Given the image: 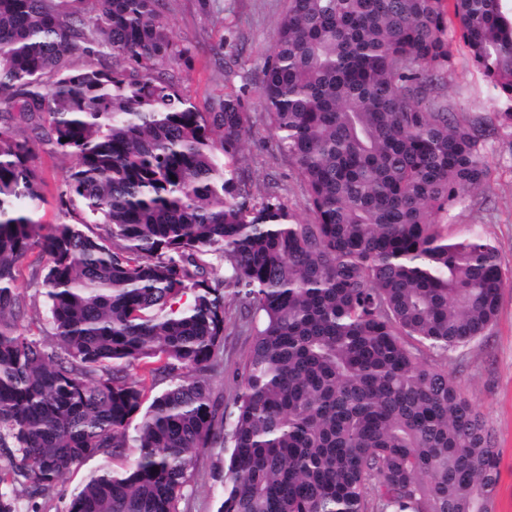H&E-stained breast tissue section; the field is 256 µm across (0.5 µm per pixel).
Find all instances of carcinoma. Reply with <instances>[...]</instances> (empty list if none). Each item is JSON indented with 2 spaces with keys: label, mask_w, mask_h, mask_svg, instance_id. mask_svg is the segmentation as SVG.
Listing matches in <instances>:
<instances>
[{
  "label": "carcinoma",
  "mask_w": 512,
  "mask_h": 512,
  "mask_svg": "<svg viewBox=\"0 0 512 512\" xmlns=\"http://www.w3.org/2000/svg\"><path fill=\"white\" fill-rule=\"evenodd\" d=\"M70 2L0 0V512L7 486L44 498L128 448L69 512H179L207 448L227 453L218 512H493L492 435L429 358L485 342L512 287L481 232L443 230L456 208L483 223L489 145L512 137L503 0H288L259 99L313 224L254 190L241 95L180 94L164 0ZM451 33L495 111L448 96ZM23 127L76 157L77 223L37 218ZM34 252L54 345L17 325ZM228 298L253 337L229 413L211 389ZM129 448L126 455L115 457L112 453H100L66 473L56 490L47 498L39 499L40 512H69L72 495L94 473L102 469L120 471L126 468L134 456Z\"/></svg>",
  "instance_id": "obj_1"
}]
</instances>
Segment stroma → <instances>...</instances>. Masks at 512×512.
I'll list each match as a JSON object with an SVG mask.
<instances>
[{"label": "stroma", "mask_w": 512, "mask_h": 512, "mask_svg": "<svg viewBox=\"0 0 512 512\" xmlns=\"http://www.w3.org/2000/svg\"><path fill=\"white\" fill-rule=\"evenodd\" d=\"M286 8L287 0H221L219 7L211 10L203 8L202 0H165L164 14L175 42L187 50L173 65L180 93L203 112L224 94L244 95L251 135L245 143L243 167L258 191H265L268 181L276 180L280 195L289 199L299 220L310 224L314 216L307 207L305 192L292 164L272 139L258 99L257 75L271 52L276 24ZM448 93L455 96L462 111L479 114L491 109L481 74L458 48L453 51L448 71ZM30 148L32 164L42 182L39 218L45 224L74 222V215L67 213L60 197L75 158L35 138ZM489 162L491 179L478 193L487 217L482 231L497 247L503 268L512 271V140L492 143ZM15 286L26 300V313L18 321L20 331L52 341L45 297L32 281L28 262H21ZM251 345L252 337L244 328H233L224 338V371L212 378L211 387L225 408L234 406V376L241 371ZM447 369L484 416L499 454L494 512H512V288L501 294L499 317L488 348L473 347L466 366L451 360ZM130 461V456L109 453L83 461L63 476L49 497L40 500V512H69L73 493L92 474L103 469L122 470ZM224 475L223 449L200 452L191 482L178 504L179 512H217L224 496Z\"/></svg>", "instance_id": "stroma-1"}]
</instances>
